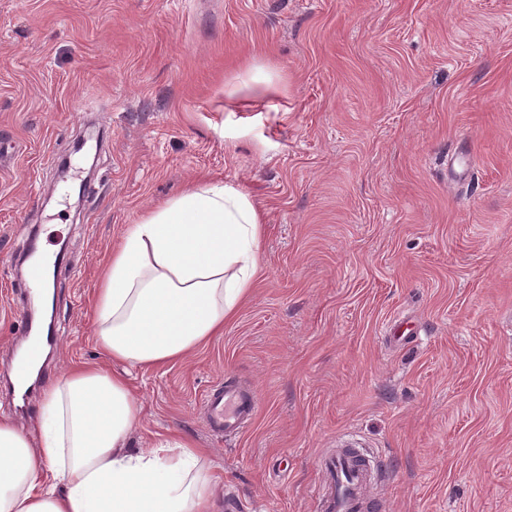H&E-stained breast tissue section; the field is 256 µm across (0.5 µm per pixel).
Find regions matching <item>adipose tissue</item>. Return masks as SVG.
I'll return each mask as SVG.
<instances>
[{"label":"adipose tissue","instance_id":"ef3b65f1","mask_svg":"<svg viewBox=\"0 0 512 512\" xmlns=\"http://www.w3.org/2000/svg\"><path fill=\"white\" fill-rule=\"evenodd\" d=\"M265 222L249 193L205 180L131 225L95 304L113 362L164 367L222 335L250 296ZM139 413L126 373L62 370L38 436L0 417V512H220L203 449L176 433L134 447Z\"/></svg>","mask_w":512,"mask_h":512}]
</instances>
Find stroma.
Returning <instances> with one entry per match:
<instances>
[{
    "label": "stroma",
    "mask_w": 512,
    "mask_h": 512,
    "mask_svg": "<svg viewBox=\"0 0 512 512\" xmlns=\"http://www.w3.org/2000/svg\"><path fill=\"white\" fill-rule=\"evenodd\" d=\"M276 87L224 93L253 57ZM107 134L94 171L57 159ZM0 369L13 261L65 249L45 380L102 363L115 246L199 179L267 213L252 298L135 369L134 440L178 432L246 512H322L317 460L383 459L382 512H512V0H0ZM256 388L212 432L216 383ZM203 407L213 432L237 434L256 417L259 397L254 389L217 383L207 392Z\"/></svg>",
    "instance_id": "stroma-1"
}]
</instances>
